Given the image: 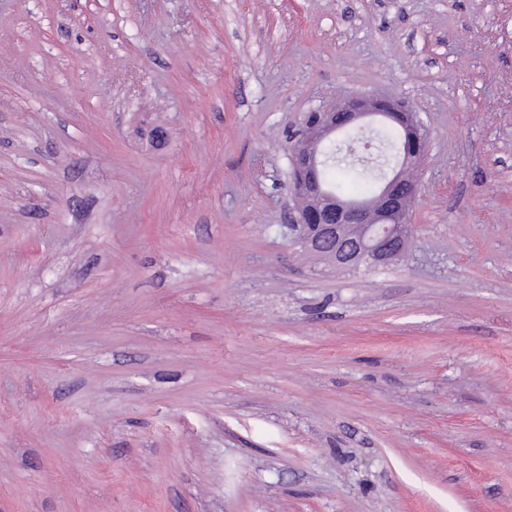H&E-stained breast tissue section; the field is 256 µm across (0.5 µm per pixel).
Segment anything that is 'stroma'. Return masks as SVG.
<instances>
[{
  "label": "stroma",
  "mask_w": 512,
  "mask_h": 512,
  "mask_svg": "<svg viewBox=\"0 0 512 512\" xmlns=\"http://www.w3.org/2000/svg\"><path fill=\"white\" fill-rule=\"evenodd\" d=\"M363 93L377 270L287 228ZM0 512H512V0H0ZM320 112L319 134L292 151L289 188L291 196L299 200L300 208L290 217L291 231L296 232L304 248L330 257L337 267L389 265L410 244L409 212L420 193V185L406 173L421 165L428 131L405 102L376 95H351ZM374 121L399 127L401 144L400 132L395 127L387 125L383 135L373 128H361L364 123ZM347 128L359 129L335 139L321 160L323 142ZM374 143L384 149L380 168L374 170L355 163L356 152ZM399 152V164L373 202L348 201L371 198L350 191L348 183L372 180L375 172L392 164ZM339 171L344 173V178L339 176ZM317 174L336 197L324 190Z\"/></svg>",
  "instance_id": "35a3bbf8"
}]
</instances>
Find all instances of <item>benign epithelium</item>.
I'll return each instance as SVG.
<instances>
[{
	"mask_svg": "<svg viewBox=\"0 0 512 512\" xmlns=\"http://www.w3.org/2000/svg\"><path fill=\"white\" fill-rule=\"evenodd\" d=\"M393 124L402 132L400 162L374 201L351 202L328 194L318 179L322 144L347 128L368 122ZM319 134L292 151L290 194L300 208L290 217L299 243L340 268L386 266L399 259L411 239L409 212L420 185L407 177L419 167L428 131L409 105L376 95L355 94L324 108Z\"/></svg>",
	"mask_w": 512,
	"mask_h": 512,
	"instance_id": "obj_1",
	"label": "benign epithelium"
}]
</instances>
